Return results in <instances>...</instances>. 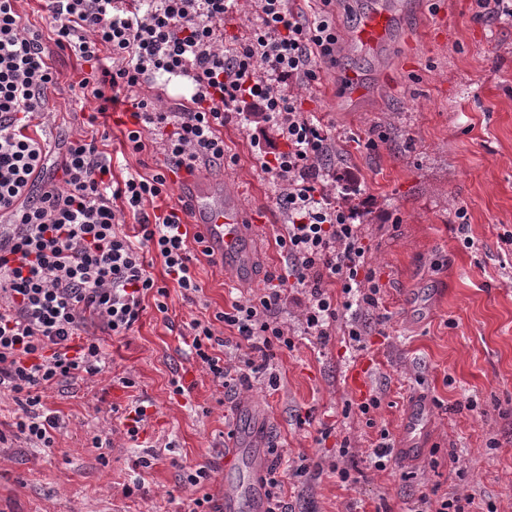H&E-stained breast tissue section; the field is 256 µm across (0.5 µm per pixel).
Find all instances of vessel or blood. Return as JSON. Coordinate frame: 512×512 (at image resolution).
<instances>
[{"mask_svg": "<svg viewBox=\"0 0 512 512\" xmlns=\"http://www.w3.org/2000/svg\"><path fill=\"white\" fill-rule=\"evenodd\" d=\"M391 30V14L377 8L361 17L349 39L375 48L388 40ZM168 179L179 192L191 232L202 236L212 260L224 270L226 278L235 284L244 282L253 257L261 248V233L258 221L242 207L238 192L218 188L213 176L201 166L179 169L169 173ZM432 425L427 397L421 393L412 395L402 415L394 448L402 463L414 464L423 458ZM235 449L247 478L242 482H225L221 508L223 512H266L267 498L261 482L265 456L254 440L247 437Z\"/></svg>", "mask_w": 512, "mask_h": 512, "instance_id": "1", "label": "vessel or blood"}]
</instances>
